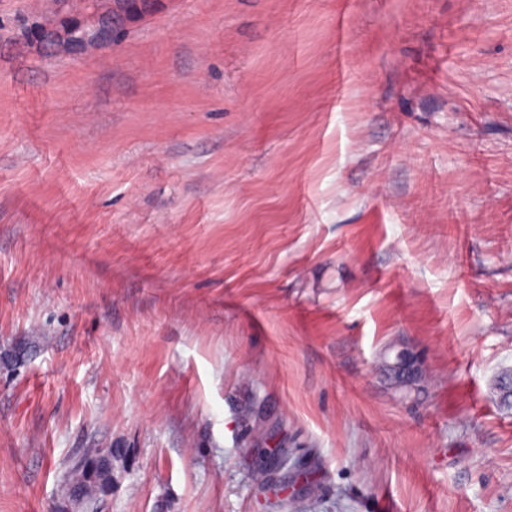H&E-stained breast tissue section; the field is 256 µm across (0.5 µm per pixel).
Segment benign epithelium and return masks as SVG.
Instances as JSON below:
<instances>
[{
	"mask_svg": "<svg viewBox=\"0 0 512 512\" xmlns=\"http://www.w3.org/2000/svg\"><path fill=\"white\" fill-rule=\"evenodd\" d=\"M160 0H61L64 16L75 23L74 28L54 26L44 31L40 42L52 50L78 56L89 47L109 45L114 40L113 26L137 17L151 15ZM398 387L410 388L422 377V362L416 353L404 346H392L383 354L380 365Z\"/></svg>",
	"mask_w": 512,
	"mask_h": 512,
	"instance_id": "7a95c632",
	"label": "benign epithelium"
}]
</instances>
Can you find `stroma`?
Returning <instances> with one entry per match:
<instances>
[{"label":"stroma","mask_w":512,"mask_h":512,"mask_svg":"<svg viewBox=\"0 0 512 512\" xmlns=\"http://www.w3.org/2000/svg\"><path fill=\"white\" fill-rule=\"evenodd\" d=\"M47 10L0 0V512H512V0ZM52 0L51 16L41 24H50L61 20L58 3L64 16L75 23L73 29L68 26H54L44 31L40 42L51 46L52 50L78 56L89 47L109 45L114 40L113 26L118 22H127L129 18H142L157 10L160 0ZM133 4L132 7H129ZM57 6V10H56ZM91 18V23H88ZM79 33V34H77ZM380 368L396 386L401 388H411L422 377V362L416 353L404 346H391L383 354ZM79 457L80 465L73 463L67 473L69 495L79 491L81 501L92 503L105 494L112 480V470L105 462L103 448L96 445L83 448Z\"/></svg>","instance_id":"stroma-1"}]
</instances>
